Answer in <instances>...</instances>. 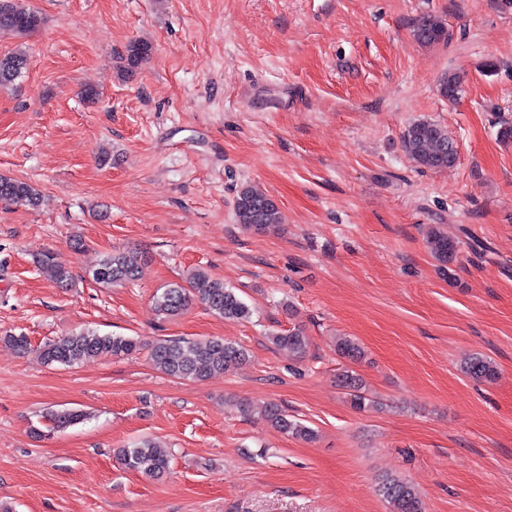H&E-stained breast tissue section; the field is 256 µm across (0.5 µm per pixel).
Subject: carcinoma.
I'll return each instance as SVG.
<instances>
[{
	"instance_id": "cac0c4a2",
	"label": "carcinoma",
	"mask_w": 512,
	"mask_h": 512,
	"mask_svg": "<svg viewBox=\"0 0 512 512\" xmlns=\"http://www.w3.org/2000/svg\"><path fill=\"white\" fill-rule=\"evenodd\" d=\"M40 23V17L26 8L21 0H0V30H8L23 37L36 30ZM412 37L420 46H433L448 41L450 34L442 19L426 15L416 22ZM150 52L151 46L145 42L130 44L123 58L124 70L133 71L149 57ZM27 64L28 54L21 47L0 56V87L9 86L22 78ZM450 92H462V79L457 74H446L439 81L440 95L446 98ZM402 144L408 157L423 168L444 170L454 166L457 161L455 142L444 127L432 121L418 120L410 124L404 132ZM0 201L37 208L43 199L32 184L0 174ZM235 216L239 224L262 231L274 229L283 223V215L277 203L264 191L248 185L242 187L237 195ZM427 243L439 263L441 273L451 276L450 265L457 255V243L437 229L431 232ZM140 262L141 255L137 252L115 250L103 257L98 268L93 271V279L107 286L130 283L137 279ZM37 264L40 271L56 283H68L69 271L57 261L53 253L42 254ZM195 303L204 305L226 319L244 320L252 314L251 308L234 289L224 286V283L213 279L201 268L188 272L184 283H172L156 294L154 311L163 318L171 319L184 314ZM272 342L300 357L306 353L307 338L298 327L272 334ZM139 349V342L132 337L86 330L45 343L39 349V357L47 365L72 367L88 358H119ZM336 353L351 363L360 361L364 355L363 348L346 336L336 339ZM149 356L154 366L163 373L196 381L214 374L227 373L246 360L243 348L222 338L162 339L150 345ZM463 371L479 382L493 381L497 375L492 363L479 356L466 362ZM338 381L347 391L354 408L363 410L368 407L369 399L361 392L362 381L355 371H342ZM264 416L284 434L303 441L315 438L313 429L290 417L277 405L266 406ZM83 419L84 413L74 409L56 411L50 415V421L56 428H66ZM114 456L124 468L149 478H158L169 470L168 455L146 440L130 447L118 448ZM380 494L389 503L392 512H424V505L415 489L396 477L383 479Z\"/></svg>"
}]
</instances>
